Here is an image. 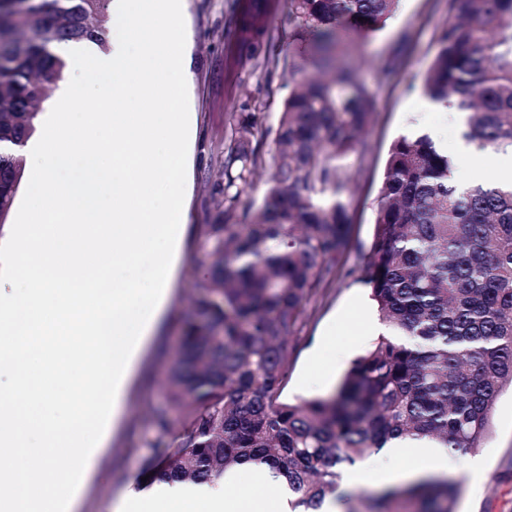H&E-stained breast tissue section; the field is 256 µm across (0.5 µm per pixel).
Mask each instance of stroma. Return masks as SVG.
<instances>
[{
  "label": "stroma",
  "instance_id": "stroma-1",
  "mask_svg": "<svg viewBox=\"0 0 512 512\" xmlns=\"http://www.w3.org/2000/svg\"><path fill=\"white\" fill-rule=\"evenodd\" d=\"M288 0H186L185 28L190 82L192 138L187 155L183 208L184 234L170 297L146 340L125 399L120 425L105 441L79 493L74 512H110L130 488L142 481L141 459L153 434V418L168 400L163 379L178 347L179 319L185 312L193 276L199 275L200 242L216 206L212 185L224 175V129L231 118L255 122L263 155L274 152L275 129L288 94L280 60L299 51L281 19ZM447 0H401L397 12L375 33L356 34L355 56L374 101L372 122L361 157L342 161L354 185L349 212L350 246L341 258L336 281L314 297L290 343V368L281 399L296 403L323 397L337 387L352 358L368 350L373 337L356 333L363 312L373 310L364 281L374 232L375 199L391 144L420 123L440 127L445 141L454 128L444 114L428 112L422 84L437 50L436 31L447 15ZM334 334L336 347L349 358L336 364L329 384L310 381L314 342ZM484 463L480 480L460 476L457 512H512V388L504 387L490 417L489 431L475 451Z\"/></svg>",
  "mask_w": 512,
  "mask_h": 512
}]
</instances>
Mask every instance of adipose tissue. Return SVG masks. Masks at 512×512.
Instances as JSON below:
<instances>
[{"instance_id": "obj_1", "label": "adipose tissue", "mask_w": 512, "mask_h": 512, "mask_svg": "<svg viewBox=\"0 0 512 512\" xmlns=\"http://www.w3.org/2000/svg\"><path fill=\"white\" fill-rule=\"evenodd\" d=\"M383 453L389 466L377 469L364 464L341 483V490L387 487L448 472L447 449L426 441H395ZM169 504L188 505L193 512H289L286 485L269 470L252 464L225 473L223 489L205 484H158L148 493L126 499L114 512H130L135 505L141 512H159Z\"/></svg>"}]
</instances>
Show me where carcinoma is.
I'll use <instances>...</instances> for the list:
<instances>
[{"label": "carcinoma", "instance_id": "1", "mask_svg": "<svg viewBox=\"0 0 512 512\" xmlns=\"http://www.w3.org/2000/svg\"><path fill=\"white\" fill-rule=\"evenodd\" d=\"M111 0H0V226L23 175L19 147L68 68L62 42L107 46ZM400 0H288L285 23L306 43L289 63L271 181L242 205L264 162L254 124L224 139V179L200 249L190 314L165 378L171 412L154 417L150 480L217 484L243 464L283 477L307 512L345 470L392 439H429L454 454L480 447L499 393L512 386V186L464 191L426 135L390 147L375 199L365 282L382 336L334 393L284 402L288 343L307 304L336 281L348 250L350 187L339 162L363 152L372 95L351 58L359 29H382ZM433 101H458L465 137L512 149V0H448L423 79ZM458 481L428 475L342 494L346 512H455Z\"/></svg>", "mask_w": 512, "mask_h": 512}]
</instances>
